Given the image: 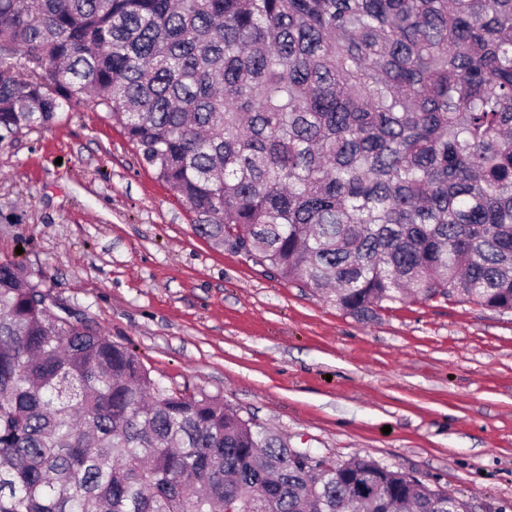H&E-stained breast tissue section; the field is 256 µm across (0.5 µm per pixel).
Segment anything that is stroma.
<instances>
[{
	"label": "stroma",
	"mask_w": 512,
	"mask_h": 512,
	"mask_svg": "<svg viewBox=\"0 0 512 512\" xmlns=\"http://www.w3.org/2000/svg\"><path fill=\"white\" fill-rule=\"evenodd\" d=\"M193 218L104 110L0 142V257L152 377L330 460L411 473L467 512H512L511 314L438 297L361 321L212 248Z\"/></svg>",
	"instance_id": "1"
}]
</instances>
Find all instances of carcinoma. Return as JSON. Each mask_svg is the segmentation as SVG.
<instances>
[{
	"label": "carcinoma",
	"instance_id": "carcinoma-1",
	"mask_svg": "<svg viewBox=\"0 0 512 512\" xmlns=\"http://www.w3.org/2000/svg\"><path fill=\"white\" fill-rule=\"evenodd\" d=\"M102 108L194 233L364 319L512 313V0H0V141ZM139 356L0 259V512H456Z\"/></svg>",
	"mask_w": 512,
	"mask_h": 512
}]
</instances>
